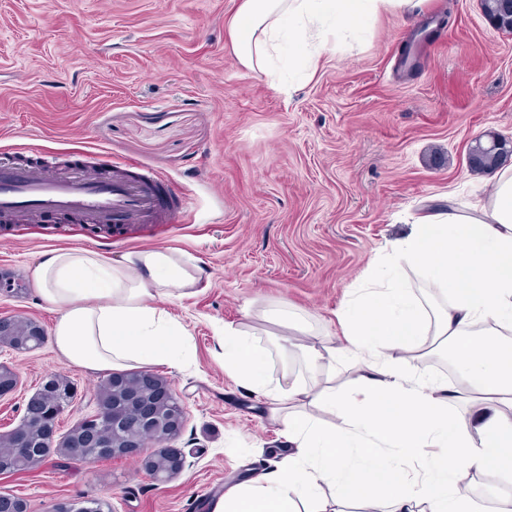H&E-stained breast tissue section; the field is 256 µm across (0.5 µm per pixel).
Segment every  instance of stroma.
<instances>
[{"label":"stroma","mask_w":512,"mask_h":512,"mask_svg":"<svg viewBox=\"0 0 512 512\" xmlns=\"http://www.w3.org/2000/svg\"><path fill=\"white\" fill-rule=\"evenodd\" d=\"M237 0H0V160L17 149L64 171L139 164L191 199L176 224L98 233L83 224H0V317L53 333L58 314L29 268L58 248L105 258L136 249L188 254L202 281L164 302L191 362L152 366L185 412L173 440L186 467L158 485L131 458L0 474V492L48 512L90 494L112 512H205L247 472L273 468L287 446L263 401L224 371V326L296 306L314 326L336 314L426 206L486 192L467 153L512 136V33L479 0H424L386 12L354 41H329L311 79L273 89L238 62L227 22ZM18 377L0 397V434L16 427L50 373L77 397L59 432L91 413L101 372L67 363L53 341L0 346Z\"/></svg>","instance_id":"obj_1"}]
</instances>
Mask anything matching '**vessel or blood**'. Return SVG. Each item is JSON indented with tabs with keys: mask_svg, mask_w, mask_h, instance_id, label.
Returning a JSON list of instances; mask_svg holds the SVG:
<instances>
[{
	"mask_svg": "<svg viewBox=\"0 0 512 512\" xmlns=\"http://www.w3.org/2000/svg\"><path fill=\"white\" fill-rule=\"evenodd\" d=\"M189 207L187 195L168 200L145 171L104 166L69 173L46 160L0 163L1 224H87L106 231L129 224H171Z\"/></svg>",
	"mask_w": 512,
	"mask_h": 512,
	"instance_id": "1",
	"label": "vessel or blood"
}]
</instances>
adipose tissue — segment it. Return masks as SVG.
<instances>
[{"mask_svg":"<svg viewBox=\"0 0 512 512\" xmlns=\"http://www.w3.org/2000/svg\"><path fill=\"white\" fill-rule=\"evenodd\" d=\"M423 0H240L227 28L247 70L273 76L282 53L315 72L329 37L346 38L381 12H412ZM491 191L460 207L433 206L394 242L351 292L339 332L287 310L263 322L288 329L281 358L313 371L347 359L346 392L319 380L266 374L252 311L224 327V371L264 398L267 422L289 445L271 470L229 485L209 512H346L352 503L388 512H473L457 487L512 476V165L488 177ZM439 298L428 314L400 266ZM57 311L54 344L70 365L96 372L131 362L182 365L185 338L162 306L200 281L188 255L134 250L106 260L55 249L29 269ZM452 355L457 381L420 372L424 337ZM330 495H322V487Z\"/></svg>","mask_w":512,"mask_h":512,"instance_id":"ef3b65f1","label":"adipose tissue"}]
</instances>
